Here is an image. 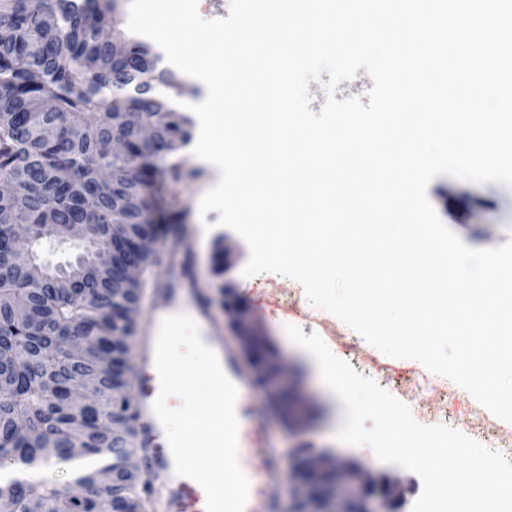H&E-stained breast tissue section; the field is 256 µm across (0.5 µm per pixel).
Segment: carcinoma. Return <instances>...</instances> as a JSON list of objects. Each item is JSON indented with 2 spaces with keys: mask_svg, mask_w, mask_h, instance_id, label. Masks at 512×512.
<instances>
[{
  "mask_svg": "<svg viewBox=\"0 0 512 512\" xmlns=\"http://www.w3.org/2000/svg\"><path fill=\"white\" fill-rule=\"evenodd\" d=\"M112 0H0V181L12 193L0 198V499L14 512H102L121 501L125 512H144L143 497L154 479L124 467V445L135 437L132 402L114 395L131 388L125 355L136 323L126 312L143 307L158 250L134 252L143 239L162 242L154 215L152 180L179 184L197 175L177 159L190 143L189 120L177 113L171 93L183 89L174 77L139 93L130 82L152 56L138 42L120 57L101 35ZM43 104L30 111L32 102ZM161 123L157 138L142 141L139 129ZM50 126L51 138L38 128ZM122 136L120 157L98 145ZM103 170L116 178L104 181ZM14 224L29 226L40 245L52 224H82L87 235L65 245L77 251L66 266H42L38 253L10 249ZM121 225L120 234L112 225ZM132 252L139 278L125 281L112 268V253ZM72 281L62 293L57 281ZM31 305L29 320L18 321L11 302ZM73 342L86 344L75 358ZM93 382L88 401H73L74 390ZM120 428L112 430V422ZM75 461L72 484L40 477L52 460ZM116 476L99 483L100 474ZM84 484L88 494H75Z\"/></svg>",
  "mask_w": 512,
  "mask_h": 512,
  "instance_id": "1",
  "label": "carcinoma"
}]
</instances>
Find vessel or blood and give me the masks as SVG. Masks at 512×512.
<instances>
[{
	"label": "vessel or blood",
	"instance_id": "vessel-or-blood-1",
	"mask_svg": "<svg viewBox=\"0 0 512 512\" xmlns=\"http://www.w3.org/2000/svg\"><path fill=\"white\" fill-rule=\"evenodd\" d=\"M163 267L164 274L157 290L159 300L147 307L135 333L133 364L141 390L134 403V418L139 446L143 448L146 464L155 478V506L158 512H206L204 490L193 480L177 475L172 452L161 448L159 441L165 428L154 412L160 389L155 362L159 328L166 317L183 313L196 322L202 341L216 353L224 373L239 391L236 411L242 421L238 432V455L250 482L245 512H283L281 499L270 492L271 487L285 479L282 452L275 436L247 417L244 391L253 378L242 363L240 348L218 336L213 327L212 300L198 284L190 245L165 247Z\"/></svg>",
	"mask_w": 512,
	"mask_h": 512
}]
</instances>
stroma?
Segmentation results:
<instances>
[{"instance_id":"1","label":"stroma","mask_w":512,"mask_h":512,"mask_svg":"<svg viewBox=\"0 0 512 512\" xmlns=\"http://www.w3.org/2000/svg\"><path fill=\"white\" fill-rule=\"evenodd\" d=\"M372 86L370 76L362 69L332 91L327 90L325 78H318L309 84L310 108L313 112H320L331 94L339 100L366 97ZM216 182L210 170H203L199 178L187 180L177 189L162 192L158 205L165 213L184 212L185 223L194 226L216 224L218 212L204 214L200 211L203 195ZM427 195L443 224L462 241L489 249L512 240V189L498 183H476L440 176L430 183ZM193 244L198 280L201 288L212 298L214 319L224 338L230 340L234 337L224 315L221 293L223 282L228 280L235 284L237 295L247 305L252 320L273 340L289 363L297 367L300 389L325 411L323 417L309 421L306 430L297 437L283 420L277 406L266 402L256 390H249L255 417L279 439L284 467L293 465L296 444L301 441L316 448L335 449L381 473L397 471L396 466L380 462L370 448L347 446L337 440L340 428L337 408L331 402L317 365L307 360L299 345L288 337L286 328L290 325L300 327L307 334H319L334 355L405 403L420 424L455 429L512 461L511 421L494 416L473 396L460 393L452 381L428 371L422 364L384 355L339 318L312 306L296 281L275 273L244 276L243 269L250 257L245 242L234 241L231 265L221 278L212 272L214 241L204 242L197 238Z\"/></svg>"}]
</instances>
